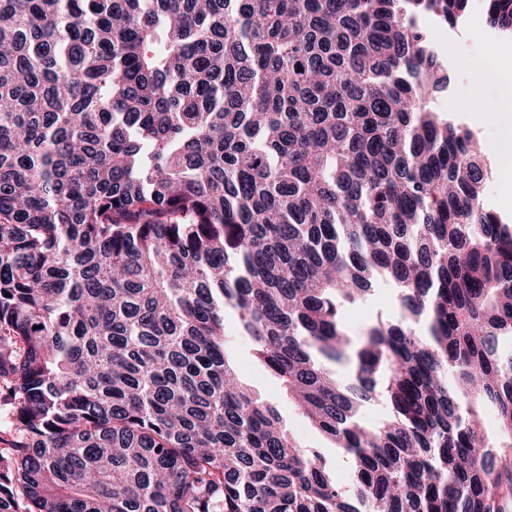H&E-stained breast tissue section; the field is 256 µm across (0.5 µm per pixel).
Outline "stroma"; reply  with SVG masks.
I'll return each mask as SVG.
<instances>
[{
  "mask_svg": "<svg viewBox=\"0 0 512 512\" xmlns=\"http://www.w3.org/2000/svg\"><path fill=\"white\" fill-rule=\"evenodd\" d=\"M429 33L450 78L448 88L436 93L432 106L435 110L446 113L450 119L470 128L475 134L487 162L488 178L484 203L497 212L505 223L512 225V194L501 193L495 187L497 161L492 145L493 126L489 123L480 125L473 121L479 110V103L474 97L475 75L471 66L496 57L504 36L488 28L484 15L477 10L472 11L464 23L453 29L445 24L430 22ZM392 309V292L388 286L382 285L366 301L348 306L343 313V319L349 334L356 337L377 314H388ZM229 342L242 380L262 398L273 402L294 439L302 447L318 451L336 483L345 488L349 487L354 478V461L315 429L280 393L274 379L254 358L247 337L233 336Z\"/></svg>",
  "mask_w": 512,
  "mask_h": 512,
  "instance_id": "1",
  "label": "stroma"
}]
</instances>
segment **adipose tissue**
Here are the masks:
<instances>
[{"mask_svg":"<svg viewBox=\"0 0 512 512\" xmlns=\"http://www.w3.org/2000/svg\"><path fill=\"white\" fill-rule=\"evenodd\" d=\"M478 81L483 91L481 120L512 122V42L502 45L500 59L479 67Z\"/></svg>","mask_w":512,"mask_h":512,"instance_id":"1","label":"adipose tissue"}]
</instances>
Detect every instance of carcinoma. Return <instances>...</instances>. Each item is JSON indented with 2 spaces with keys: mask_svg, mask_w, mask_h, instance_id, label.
I'll return each mask as SVG.
<instances>
[{
  "mask_svg": "<svg viewBox=\"0 0 512 512\" xmlns=\"http://www.w3.org/2000/svg\"><path fill=\"white\" fill-rule=\"evenodd\" d=\"M477 3L512 36V0H0V512H512V226L429 106L424 21ZM392 309L391 289L386 285H381L366 301L348 306L344 310L343 319L349 334L356 337L378 313L389 314ZM228 340L242 380L262 398L277 406L294 439L302 447L318 451L336 483L348 488L354 478V461L315 429L308 419L280 393L274 379L254 358L251 343L247 337L229 336Z\"/></svg>",
  "mask_w": 512,
  "mask_h": 512,
  "instance_id": "cac0c4a2",
  "label": "carcinoma"
}]
</instances>
